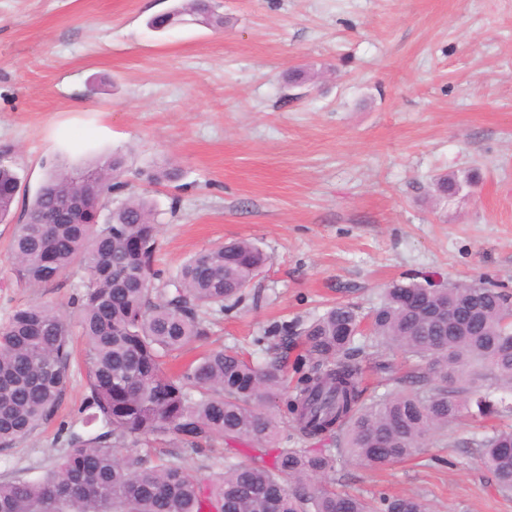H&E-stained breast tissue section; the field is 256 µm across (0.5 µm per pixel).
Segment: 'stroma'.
Wrapping results in <instances>:
<instances>
[{
	"label": "stroma",
	"mask_w": 512,
	"mask_h": 512,
	"mask_svg": "<svg viewBox=\"0 0 512 512\" xmlns=\"http://www.w3.org/2000/svg\"><path fill=\"white\" fill-rule=\"evenodd\" d=\"M181 0H0V152L19 204L46 166L120 155L153 199L156 266L175 274L214 245L268 256L244 301L208 314L203 347L295 359L275 323L337 303L369 313L395 281L491 278L512 291V0H215L224 24L151 28ZM304 69L312 79L288 82ZM165 168L176 179L157 180ZM478 181L438 200L439 175ZM0 223V321L34 300L67 305L71 279L13 287ZM83 339L54 422L0 447V481L42 477L82 433ZM476 423L415 457L336 466L338 489L415 494L433 512H512L479 464Z\"/></svg>",
	"instance_id": "1"
}]
</instances>
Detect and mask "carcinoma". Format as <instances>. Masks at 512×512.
<instances>
[{
  "label": "carcinoma",
  "mask_w": 512,
  "mask_h": 512,
  "mask_svg": "<svg viewBox=\"0 0 512 512\" xmlns=\"http://www.w3.org/2000/svg\"><path fill=\"white\" fill-rule=\"evenodd\" d=\"M176 13L224 24L212 0H183ZM92 182L54 164L15 224L11 276L40 291L74 279L70 304L85 340L86 436L69 434L67 451L37 480L0 481V512H429L411 495L367 499L336 489L345 458L383 467L417 454L462 412L504 424L473 439L479 463L500 492H512V293L481 282L430 288L393 282L371 314L375 345L424 363L400 387L365 397L356 355L362 318L339 303L303 324L265 330L296 336L292 364L257 363L212 348L170 373L190 342L208 337L206 314L239 305L266 255L253 242L216 245L189 259L161 289L154 256L156 207L129 194L123 160L85 168ZM21 181L0 160V222ZM91 196L96 222L61 202ZM461 323L448 329V305ZM72 326L49 301L16 308L0 323V446L31 436L55 416L70 381ZM493 376L490 388L478 383ZM340 437L337 448H308ZM224 444L220 472L204 480L156 446L177 443L197 454ZM248 460L237 459L239 446Z\"/></svg>",
  "instance_id": "1"
}]
</instances>
